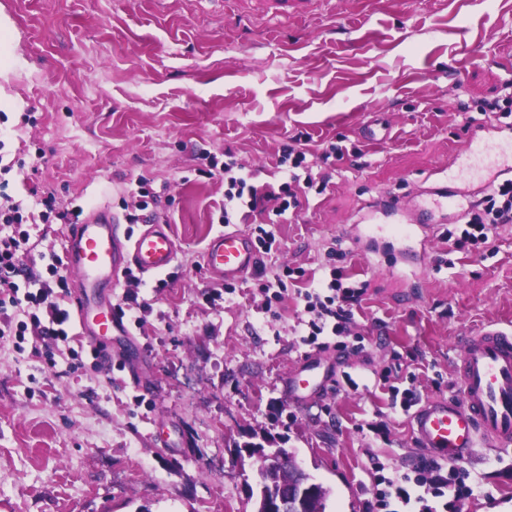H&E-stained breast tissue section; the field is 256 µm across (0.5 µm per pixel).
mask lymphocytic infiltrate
Segmentation results:
<instances>
[{"instance_id":"lymphocytic-infiltrate-1","label":"lymphocytic infiltrate","mask_w":512,"mask_h":512,"mask_svg":"<svg viewBox=\"0 0 512 512\" xmlns=\"http://www.w3.org/2000/svg\"><path fill=\"white\" fill-rule=\"evenodd\" d=\"M345 149L338 144L324 148L317 163L307 160L296 143H284L275 169L281 179L274 186L261 182V172L227 153L223 167L224 221L257 217L287 221L300 207L304 189L327 188ZM30 211L22 202L0 201V338L24 343L26 333L40 338L47 363H54L59 344L70 345L73 318L68 301L69 283L60 275L61 257L49 252L45 269H38L31 235L25 231ZM512 223V181L493 186L461 224L445 234L446 240L459 249H481L488 244L498 225ZM362 289L344 283V274L331 268L302 294L303 318L295 333L303 344L317 345L320 337L334 338L339 349H346V337L355 335L356 314L360 309ZM373 473L371 498L366 512H461L465 501L480 491L461 460L418 457L405 471L386 475V465L378 456L370 458Z\"/></svg>"}]
</instances>
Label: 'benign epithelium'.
<instances>
[{
  "instance_id": "obj_1",
  "label": "benign epithelium",
  "mask_w": 512,
  "mask_h": 512,
  "mask_svg": "<svg viewBox=\"0 0 512 512\" xmlns=\"http://www.w3.org/2000/svg\"><path fill=\"white\" fill-rule=\"evenodd\" d=\"M266 458V466L285 467L293 471L295 480L286 487L280 486L270 492L260 489L261 512H304L306 500L318 492V483L308 478V473L297 461L295 454L286 448L259 449Z\"/></svg>"
}]
</instances>
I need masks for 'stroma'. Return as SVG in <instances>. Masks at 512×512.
<instances>
[{"instance_id":"stroma-1","label":"stroma","mask_w":512,"mask_h":512,"mask_svg":"<svg viewBox=\"0 0 512 512\" xmlns=\"http://www.w3.org/2000/svg\"><path fill=\"white\" fill-rule=\"evenodd\" d=\"M362 7L311 0L268 20L264 0H0V195L104 205L133 236L123 201L143 178L179 249L167 287L139 291L144 325L112 338L143 393L126 369L52 368L34 340L19 351L0 339V512H255L245 481L260 459L238 450L252 434L296 454L329 489L326 512H366L369 454L396 468L424 455L379 376L418 352L423 399L457 394L458 336L512 321V224L480 251L435 234L420 270L397 264L395 242L359 252L351 235L365 201L411 202L466 150L471 129L453 112L497 95L512 0H378L369 18ZM375 118L390 129L380 144L359 135ZM291 137L347 153L296 221L268 225L266 271L335 266L364 288L356 351L303 345L296 290L271 316L255 272L205 299L224 287L202 263L224 206L210 162L229 149L268 168ZM311 357L328 392L297 404L285 384ZM346 372L358 389L340 386ZM464 465L482 492L463 512H512V452L478 448Z\"/></svg>"}]
</instances>
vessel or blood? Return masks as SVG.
I'll list each match as a JSON object with an SVG mask.
<instances>
[{"label":"vessel or blood","instance_id":"1","mask_svg":"<svg viewBox=\"0 0 512 512\" xmlns=\"http://www.w3.org/2000/svg\"><path fill=\"white\" fill-rule=\"evenodd\" d=\"M458 176L438 178L425 193L423 207L407 211L398 199L364 204L354 244L384 233L400 240L412 260H419L415 242L433 213L448 210L455 217L468 211L471 192L464 177L475 174L485 187L512 179V125L487 119L475 123L470 145L457 159ZM178 247L164 224H149L135 238H124L111 211L90 206L79 223L70 225L65 237V259L74 271L73 317L81 338L97 350L98 360L110 364L112 332L129 334L124 318L112 303V290L127 269L143 276H157L174 269ZM259 254L248 235L221 231L204 251V266L220 279L236 280L253 270ZM458 396L425 401L411 416L412 430L432 456L462 459L474 448H512V322H491L461 336L455 360ZM326 381L319 364L308 363L289 378V399L299 401Z\"/></svg>","mask_w":512,"mask_h":512}]
</instances>
